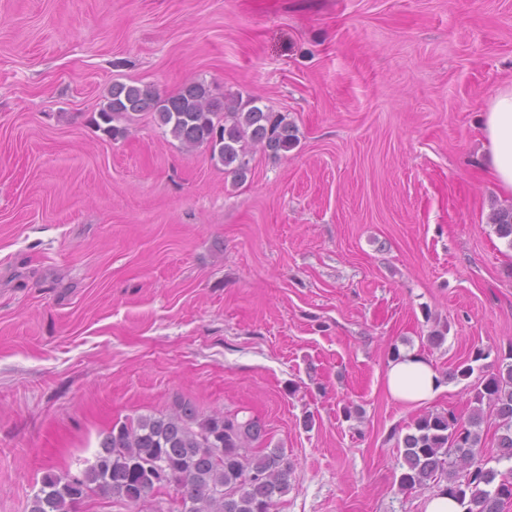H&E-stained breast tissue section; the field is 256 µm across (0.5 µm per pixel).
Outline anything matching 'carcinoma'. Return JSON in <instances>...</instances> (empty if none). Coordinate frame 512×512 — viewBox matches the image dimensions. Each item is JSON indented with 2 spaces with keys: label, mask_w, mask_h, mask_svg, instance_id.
<instances>
[{
  "label": "carcinoma",
  "mask_w": 512,
  "mask_h": 512,
  "mask_svg": "<svg viewBox=\"0 0 512 512\" xmlns=\"http://www.w3.org/2000/svg\"><path fill=\"white\" fill-rule=\"evenodd\" d=\"M132 112H152L185 147L205 146L224 173L242 178L247 149L277 157L294 147L297 129L288 115L266 107L227 105L209 85L193 81L162 96L149 86L117 83L99 110L103 131L120 138L126 128L113 125ZM497 236L512 248V208L490 217ZM482 350L458 363L452 380H467ZM477 407L468 420L454 412L423 415L406 427L398 444L402 473L399 488L423 489L441 479L465 512H503L512 499V467L488 466L481 451V426L489 414L498 422L497 462H512V349L498 358L496 372L481 377ZM264 437L259 421L235 414L204 416L191 402H181L159 416L115 423L100 442L94 461L81 475L48 472L34 495L30 512H73L95 495L127 505L148 502L151 512H167L159 495L167 488L179 495L180 512H272L288 494L293 465L279 448H259Z\"/></svg>",
  "instance_id": "carcinoma-1"
}]
</instances>
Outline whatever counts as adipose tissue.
I'll return each mask as SVG.
<instances>
[{
  "label": "adipose tissue",
  "instance_id": "ef3b65f1",
  "mask_svg": "<svg viewBox=\"0 0 512 512\" xmlns=\"http://www.w3.org/2000/svg\"><path fill=\"white\" fill-rule=\"evenodd\" d=\"M480 130L493 177L512 193V85L499 88L490 98ZM385 385L391 398L411 404L432 401L448 388L444 375L415 349L402 351L389 362Z\"/></svg>",
  "mask_w": 512,
  "mask_h": 512
}]
</instances>
